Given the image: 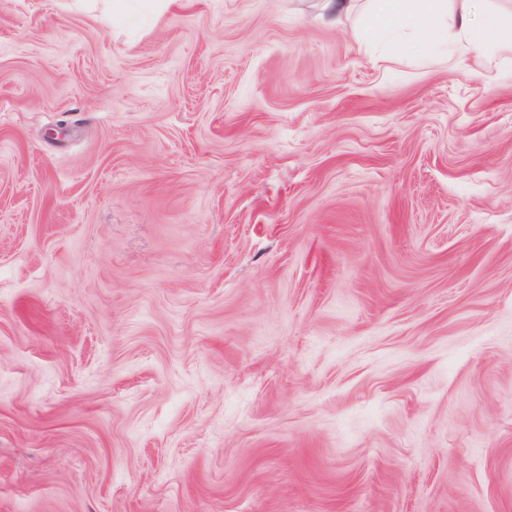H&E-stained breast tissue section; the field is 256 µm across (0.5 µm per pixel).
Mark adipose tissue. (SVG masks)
I'll list each match as a JSON object with an SVG mask.
<instances>
[{
	"mask_svg": "<svg viewBox=\"0 0 512 512\" xmlns=\"http://www.w3.org/2000/svg\"><path fill=\"white\" fill-rule=\"evenodd\" d=\"M448 14V0H373L371 28L375 39H399L408 33L410 41L444 42L442 20ZM459 38L471 47L496 36L512 35V13L494 12L474 20L468 11L456 16Z\"/></svg>",
	"mask_w": 512,
	"mask_h": 512,
	"instance_id": "adipose-tissue-1",
	"label": "adipose tissue"
}]
</instances>
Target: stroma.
<instances>
[{
	"label": "stroma",
	"instance_id": "obj_1",
	"mask_svg": "<svg viewBox=\"0 0 512 512\" xmlns=\"http://www.w3.org/2000/svg\"><path fill=\"white\" fill-rule=\"evenodd\" d=\"M324 0H0V512H512V54Z\"/></svg>",
	"mask_w": 512,
	"mask_h": 512
}]
</instances>
